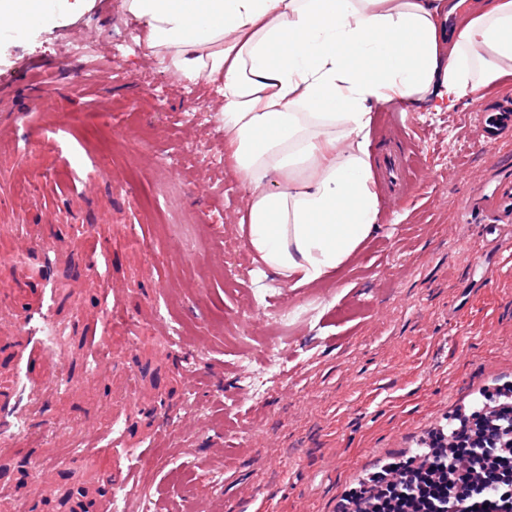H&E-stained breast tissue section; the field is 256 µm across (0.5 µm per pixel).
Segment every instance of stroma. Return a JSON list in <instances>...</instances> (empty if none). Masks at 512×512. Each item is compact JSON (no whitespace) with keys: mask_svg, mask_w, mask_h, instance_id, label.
<instances>
[{"mask_svg":"<svg viewBox=\"0 0 512 512\" xmlns=\"http://www.w3.org/2000/svg\"><path fill=\"white\" fill-rule=\"evenodd\" d=\"M85 36L100 46L88 80L44 89ZM220 103L204 80L186 96L124 0L0 36V402L23 383L53 389L0 444V512H112V492L130 489L160 512H248L262 494L275 512H336L454 394L512 383V252L478 255L482 227L463 210L512 176V138L479 146L483 101L424 102L399 123L376 107L372 154L412 138L426 177L395 208L378 184L384 229L357 265L295 290L253 280ZM101 111L118 139L83 123ZM21 224L63 245L56 318L72 326L28 368L23 317L39 297L5 260ZM128 399L136 409L116 415ZM93 430V463L63 464L61 435ZM141 454L151 467H134Z\"/></svg>","mask_w":512,"mask_h":512,"instance_id":"1","label":"stroma"}]
</instances>
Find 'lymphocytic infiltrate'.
<instances>
[{"mask_svg":"<svg viewBox=\"0 0 512 512\" xmlns=\"http://www.w3.org/2000/svg\"><path fill=\"white\" fill-rule=\"evenodd\" d=\"M424 463L396 461L354 492L361 512H512V417L447 428Z\"/></svg>","mask_w":512,"mask_h":512,"instance_id":"1","label":"lymphocytic infiltrate"}]
</instances>
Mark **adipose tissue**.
<instances>
[{"instance_id": "adipose-tissue-1", "label": "adipose tissue", "mask_w": 512, "mask_h": 512, "mask_svg": "<svg viewBox=\"0 0 512 512\" xmlns=\"http://www.w3.org/2000/svg\"><path fill=\"white\" fill-rule=\"evenodd\" d=\"M88 0H0V29ZM179 81L222 97L224 153L248 191L237 227L254 273L327 281L378 230L373 107L465 97L512 75V0H481L442 32L439 0H125Z\"/></svg>"}]
</instances>
